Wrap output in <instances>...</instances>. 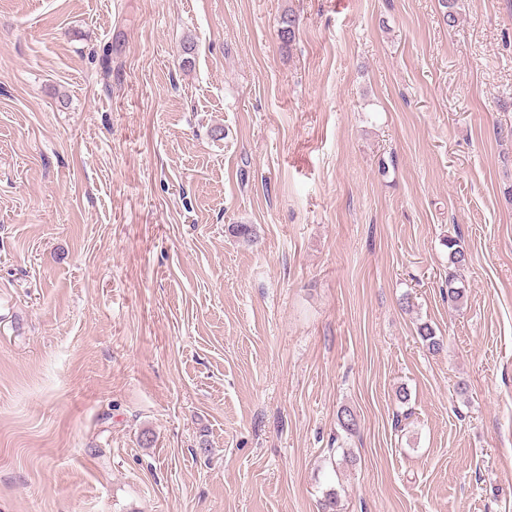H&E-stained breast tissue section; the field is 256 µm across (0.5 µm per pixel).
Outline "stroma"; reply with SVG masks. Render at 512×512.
Wrapping results in <instances>:
<instances>
[{
    "instance_id": "1",
    "label": "stroma",
    "mask_w": 512,
    "mask_h": 512,
    "mask_svg": "<svg viewBox=\"0 0 512 512\" xmlns=\"http://www.w3.org/2000/svg\"><path fill=\"white\" fill-rule=\"evenodd\" d=\"M455 10L0 0V512H512V0ZM444 245L448 249V302L460 303L465 296L464 287H460V275L457 273L460 267L466 263V254L459 246V242L455 237H447ZM453 267V269H450Z\"/></svg>"
}]
</instances>
